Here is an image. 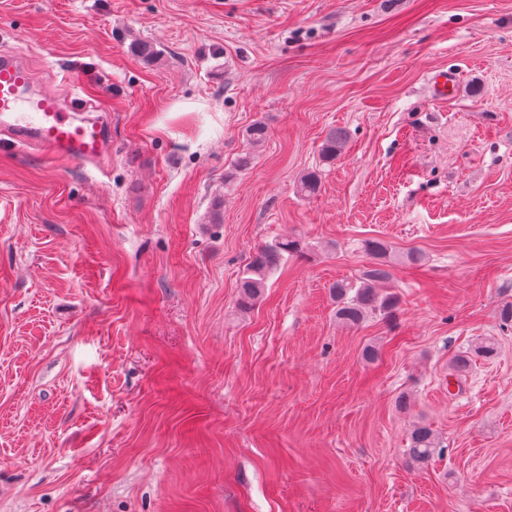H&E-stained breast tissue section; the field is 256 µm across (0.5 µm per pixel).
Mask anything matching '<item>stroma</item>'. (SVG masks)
I'll return each instance as SVG.
<instances>
[{
    "mask_svg": "<svg viewBox=\"0 0 512 512\" xmlns=\"http://www.w3.org/2000/svg\"><path fill=\"white\" fill-rule=\"evenodd\" d=\"M1 52L78 81L112 160L0 155V512H512V0H0ZM369 238L400 304L347 326ZM267 128L262 122H255L246 131V148L239 154L236 168L246 170L253 160V151L261 146L267 138ZM303 252L298 240L281 238L259 246L243 269L239 280L241 308H250L261 297L268 280L288 259ZM439 446L434 430L425 423H418L409 435L407 454L411 464L424 465L433 457Z\"/></svg>",
    "mask_w": 512,
    "mask_h": 512,
    "instance_id": "obj_1",
    "label": "stroma"
}]
</instances>
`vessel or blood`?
Instances as JSON below:
<instances>
[{"instance_id": "obj_1", "label": "vessel or blood", "mask_w": 512, "mask_h": 512, "mask_svg": "<svg viewBox=\"0 0 512 512\" xmlns=\"http://www.w3.org/2000/svg\"><path fill=\"white\" fill-rule=\"evenodd\" d=\"M33 84L20 56L0 54V153L26 147L57 160L100 165L112 148L109 126L79 119L86 101L35 94Z\"/></svg>"}]
</instances>
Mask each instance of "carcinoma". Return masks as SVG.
<instances>
[{"mask_svg": "<svg viewBox=\"0 0 512 512\" xmlns=\"http://www.w3.org/2000/svg\"><path fill=\"white\" fill-rule=\"evenodd\" d=\"M267 138V128L264 123L256 122L246 131V148L239 154L236 168L245 170L253 160V150L261 146ZM346 142L345 134L340 130H331L326 135L321 153L328 161H333L341 153ZM320 190V178L314 173L301 177L299 191L306 197L317 194ZM361 249L374 260L373 266L354 281H338L331 286V294L336 303V319L356 326L367 314L376 311L390 314L399 304V296L392 292L382 294L375 288L378 282L391 279L389 263L390 253L386 244L379 239H367L361 244ZM302 252L299 241L289 238L276 239L259 246L243 269L239 280L240 307H252L261 297L268 280L288 259ZM439 446L434 430L425 423H419L410 432L407 454L410 463L424 465L433 457Z\"/></svg>", "mask_w": 512, "mask_h": 512, "instance_id": "cac0c4a2", "label": "carcinoma"}]
</instances>
